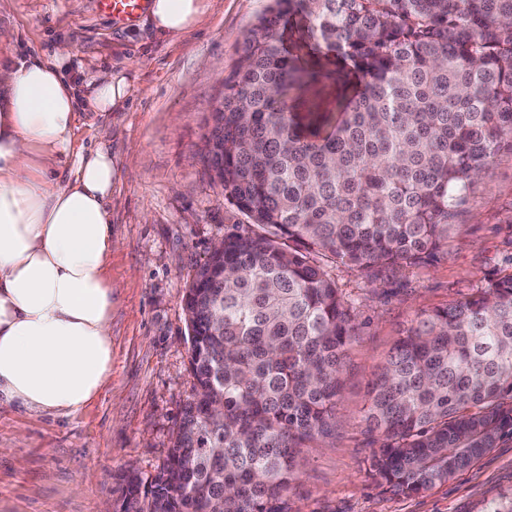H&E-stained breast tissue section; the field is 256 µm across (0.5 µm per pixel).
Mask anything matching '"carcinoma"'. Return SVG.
Wrapping results in <instances>:
<instances>
[{"label":"carcinoma","mask_w":512,"mask_h":512,"mask_svg":"<svg viewBox=\"0 0 512 512\" xmlns=\"http://www.w3.org/2000/svg\"><path fill=\"white\" fill-rule=\"evenodd\" d=\"M308 22L365 84L313 112L320 81L277 37ZM211 177L249 224L184 295L194 392L167 462L118 512H286L305 443L328 434L355 340V302L321 256L366 276L409 270L448 246L481 173L512 148V0H275L246 38L211 113ZM371 475L413 496L512 434V273L421 312L390 350L364 414Z\"/></svg>","instance_id":"1"}]
</instances>
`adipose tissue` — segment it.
Instances as JSON below:
<instances>
[{
  "mask_svg": "<svg viewBox=\"0 0 512 512\" xmlns=\"http://www.w3.org/2000/svg\"><path fill=\"white\" fill-rule=\"evenodd\" d=\"M209 0H151L156 32L176 40ZM66 50L19 55L0 28V404L72 416L112 376V224L117 169L110 152L73 148L76 93ZM89 106L119 107L125 77L95 76ZM71 179L61 182L62 166Z\"/></svg>",
  "mask_w": 512,
  "mask_h": 512,
  "instance_id": "obj_1",
  "label": "adipose tissue"
}]
</instances>
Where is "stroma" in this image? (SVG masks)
<instances>
[{
    "label": "stroma",
    "mask_w": 512,
    "mask_h": 512,
    "mask_svg": "<svg viewBox=\"0 0 512 512\" xmlns=\"http://www.w3.org/2000/svg\"><path fill=\"white\" fill-rule=\"evenodd\" d=\"M272 0H210L201 24L173 40L148 16L121 25L97 0H0V27L18 49L53 56L68 44L74 86L123 72L131 94L109 112L79 101L75 148L106 145L112 188V378L88 407L54 417L0 405V512H99L119 505L124 476L151 480L165 465L180 412L192 395L189 330L182 298L228 227L246 223L197 154L206 120L239 64L245 39ZM278 37L298 65L323 63L307 25L282 21ZM361 74L313 87L294 104L327 111L353 95ZM448 248L410 271L376 278L337 268L338 288L356 299L359 329L344 365L331 435L307 442L288 512H489L512 496V436L425 493L404 496L373 479L374 445L363 422L368 389L416 315L447 307L512 272V150L502 149L459 209Z\"/></svg>",
    "instance_id": "35a3bbf8"
}]
</instances>
